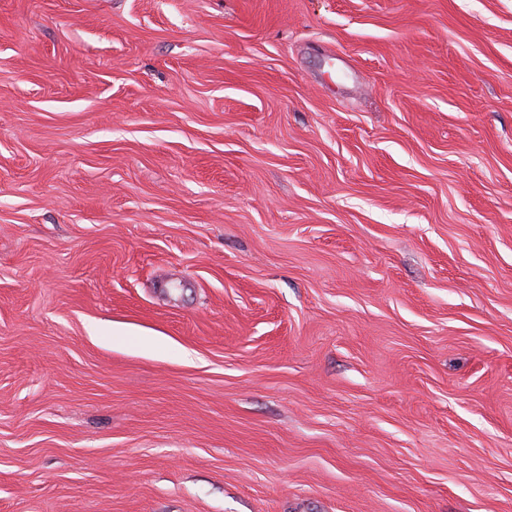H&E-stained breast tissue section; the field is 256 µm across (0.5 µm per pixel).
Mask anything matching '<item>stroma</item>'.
<instances>
[{
    "label": "stroma",
    "mask_w": 512,
    "mask_h": 512,
    "mask_svg": "<svg viewBox=\"0 0 512 512\" xmlns=\"http://www.w3.org/2000/svg\"><path fill=\"white\" fill-rule=\"evenodd\" d=\"M0 512H512V0H0Z\"/></svg>",
    "instance_id": "35a3bbf8"
}]
</instances>
